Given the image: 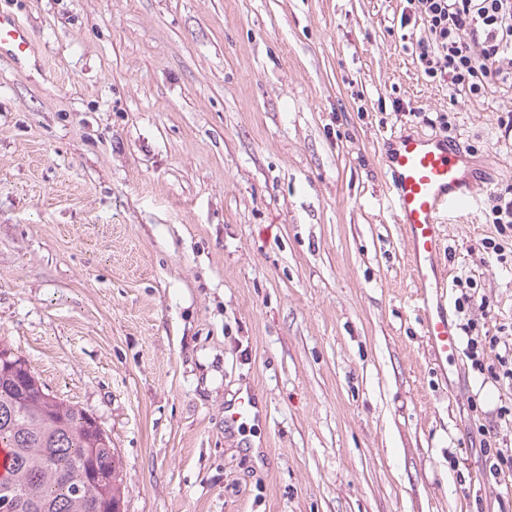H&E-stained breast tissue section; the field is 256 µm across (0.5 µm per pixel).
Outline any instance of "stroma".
<instances>
[{"instance_id": "35a3bbf8", "label": "stroma", "mask_w": 512, "mask_h": 512, "mask_svg": "<svg viewBox=\"0 0 512 512\" xmlns=\"http://www.w3.org/2000/svg\"><path fill=\"white\" fill-rule=\"evenodd\" d=\"M406 7L0 0L34 44L0 56V339L110 436L124 512H512L480 446L512 448V388L430 363L377 159L446 109L512 184V88L450 103ZM490 208L454 219L442 264L493 364L512 230ZM244 389L263 415L226 431Z\"/></svg>"}]
</instances>
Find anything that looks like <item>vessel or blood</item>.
Listing matches in <instances>:
<instances>
[{"mask_svg":"<svg viewBox=\"0 0 512 512\" xmlns=\"http://www.w3.org/2000/svg\"><path fill=\"white\" fill-rule=\"evenodd\" d=\"M31 50L27 27L0 14V53L18 59ZM393 218L408 246L407 270L415 286L429 352L438 365L456 359L459 338L448 318V277L439 269L443 226L467 213L486 189L471 158L447 138L418 132L386 137L379 153ZM262 407L253 392L240 393L224 407L226 427L258 419Z\"/></svg>","mask_w":512,"mask_h":512,"instance_id":"1","label":"vessel or blood"}]
</instances>
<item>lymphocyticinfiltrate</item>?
I'll use <instances>...</instances> for the list:
<instances>
[{
  "mask_svg": "<svg viewBox=\"0 0 512 512\" xmlns=\"http://www.w3.org/2000/svg\"><path fill=\"white\" fill-rule=\"evenodd\" d=\"M425 35L417 59L450 96L478 98L512 86V0H407Z\"/></svg>",
  "mask_w": 512,
  "mask_h": 512,
  "instance_id": "1",
  "label": "lymphocytic infiltrate"
}]
</instances>
